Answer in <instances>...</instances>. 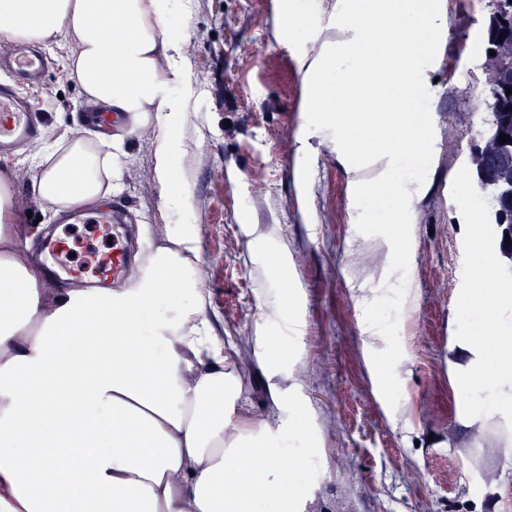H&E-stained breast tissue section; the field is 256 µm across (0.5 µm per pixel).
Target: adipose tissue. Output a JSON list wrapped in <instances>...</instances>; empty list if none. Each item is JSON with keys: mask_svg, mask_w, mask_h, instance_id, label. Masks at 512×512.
<instances>
[{"mask_svg": "<svg viewBox=\"0 0 512 512\" xmlns=\"http://www.w3.org/2000/svg\"><path fill=\"white\" fill-rule=\"evenodd\" d=\"M183 0H0L12 42L65 37L72 78L86 103L153 132V180L165 207L182 215L179 158L190 100ZM363 27L296 57L302 110L313 125L364 120L383 134L387 162L362 177L364 156L346 158L355 195L409 203L415 183L397 172L429 142L426 120L386 133L391 112L427 94V70L448 33L445 0H343ZM117 139L46 140L34 156L33 190L59 211L104 203L125 174ZM16 199L0 188V512H298L280 495L286 474L278 430L254 426L240 404L241 381L210 319L195 268L192 224L145 228L152 248L130 278L92 291L53 288L29 258Z\"/></svg>", "mask_w": 512, "mask_h": 512, "instance_id": "adipose-tissue-1", "label": "adipose tissue"}]
</instances>
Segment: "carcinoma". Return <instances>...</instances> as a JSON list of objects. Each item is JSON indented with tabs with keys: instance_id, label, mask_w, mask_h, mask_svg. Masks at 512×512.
<instances>
[{
	"instance_id": "carcinoma-1",
	"label": "carcinoma",
	"mask_w": 512,
	"mask_h": 512,
	"mask_svg": "<svg viewBox=\"0 0 512 512\" xmlns=\"http://www.w3.org/2000/svg\"><path fill=\"white\" fill-rule=\"evenodd\" d=\"M502 8L491 12L488 23V49L507 50L512 54V3L500 0ZM506 37L499 38L500 34ZM512 64L503 66L496 75L495 88L486 92L485 123L497 122L499 132L508 135V142L497 144L501 159L508 162V167L489 166L487 168L471 164V176L479 190L490 200L499 199L500 210L507 224H512Z\"/></svg>"
}]
</instances>
